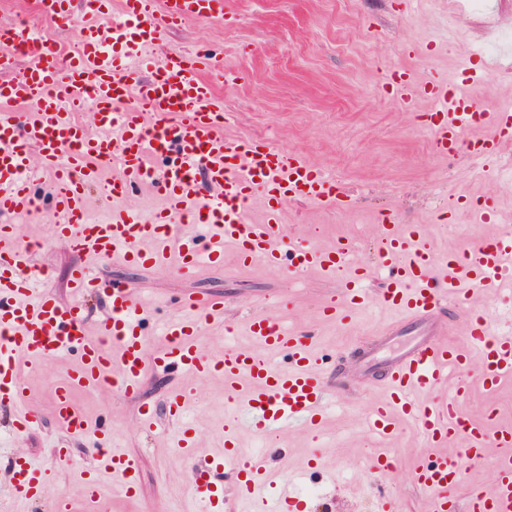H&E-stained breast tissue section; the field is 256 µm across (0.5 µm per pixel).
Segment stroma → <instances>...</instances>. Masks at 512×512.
<instances>
[{"mask_svg":"<svg viewBox=\"0 0 512 512\" xmlns=\"http://www.w3.org/2000/svg\"><path fill=\"white\" fill-rule=\"evenodd\" d=\"M463 3L232 0V11L224 17L189 19L166 29L138 69L149 75L154 63L171 52L191 55L199 45H207L214 67L224 75L215 92L224 111L225 136L266 141L335 179L341 205L283 203L281 222L291 236L321 248L341 237L350 239L357 263L370 266L375 261L376 226L390 214L401 224L427 225L430 248L443 255L492 238L500 225L512 226V181L489 175L500 161L512 159V145H505L497 161L440 154L425 125L430 102L421 98L404 103L392 93L390 81L393 72L404 67L420 79L436 71L449 84L466 86L479 103L512 100V73L496 70L482 79L466 80V68L476 61L475 50L484 48L489 39L481 17L466 12ZM23 21L47 32L67 53L80 36L76 26L46 16L38 0H0V24ZM30 186L40 206L34 216L16 219L15 224L22 243L31 248V263L47 273V292L61 302L71 299L74 266L86 263L98 281L119 282L138 292L143 302L142 332L153 346L160 339L163 319L183 294L220 296L224 320L234 332L225 338L200 329L207 357L254 348L244 325L263 313L288 328L313 332L312 349L325 370L340 367L349 379L344 391L329 394L321 430L293 424L266 435L226 400L224 381L218 376L193 382L179 369H150L133 395L78 390L74 395L78 411L88 422L110 424L112 449L138 463V487L131 498H113L111 477L101 478L99 494L109 512H199L198 503L186 491L187 468L192 463L206 468L213 456L223 453L228 423L234 426L238 446L248 452L261 453L266 441L281 448L272 465L294 496L289 512H374L376 500L385 494L398 498L401 512H428L431 494L411 477L414 460L426 446L406 422L390 437L370 428V410L385 395L378 376L363 374L357 366L365 354L406 344L413 328L401 323L399 314L372 301L355 311L354 323L338 326L322 318L321 309L340 300L344 275L309 271L295 277L287 266L261 261L243 269L229 247L223 264H204L194 272L182 270L173 258L161 267L80 258L68 241L50 231L60 217L53 208L50 179L40 167H32ZM459 193L492 197L500 224L478 222L465 208L453 211L449 223H438L437 215ZM89 195L87 213L93 221L105 219L116 207L147 215L164 206L162 197L148 190L120 199L94 187ZM511 304L512 280L499 292L478 291L468 307L449 303L443 312L449 340L466 344L467 315L489 311L497 317ZM70 363L67 357L47 358L38 361L35 371L23 373L31 401L43 411L35 429L15 433L9 407L0 404V462L19 451L53 472L55 480L47 497L17 507L7 479L1 477V506L17 507L18 512H57L59 500L65 499L72 512H96L81 497L84 472L97 466L93 439L62 433L51 412L54 384ZM188 386L193 395L184 418L198 442L190 459L173 447L176 423L167 407L169 398ZM144 404L153 409L158 423L151 432L139 425V408ZM458 404L465 415L477 420L496 410L493 427L512 428V377L492 392L472 381ZM375 457L393 459V468L373 476L368 463ZM308 485L318 487V495L306 496Z\"/></svg>","mask_w":512,"mask_h":512,"instance_id":"35a3bbf8","label":"stroma"}]
</instances>
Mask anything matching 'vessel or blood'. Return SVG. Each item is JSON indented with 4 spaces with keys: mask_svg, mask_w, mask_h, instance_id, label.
<instances>
[{
    "mask_svg": "<svg viewBox=\"0 0 512 512\" xmlns=\"http://www.w3.org/2000/svg\"><path fill=\"white\" fill-rule=\"evenodd\" d=\"M219 9V0H123L122 21L106 32L99 22V7L91 5L81 18L83 50L70 57L47 35L27 34L14 26L0 35V67L22 55L30 61L23 75L0 82V215L35 211L27 175L36 151L41 167L53 176L55 208L63 218L53 232L77 252L141 265H156L174 254L182 267L192 269L204 258L223 263L224 246L230 243L242 268L258 259L274 266L285 259L296 274L312 269L342 272V300L325 306L323 315L345 323L350 310L367 301L360 283L370 270L355 262L348 241L340 239L334 248L321 250L291 237L279 208L282 201L297 198L337 203L340 192L335 182L269 143L224 136L214 82L206 75L209 55L171 54L154 65L147 79L136 68L169 23L182 17L210 18ZM395 76L407 99L432 101L429 131L438 151L485 160L498 157L504 144L512 142V104L485 107L465 89L448 87L439 78L420 82L408 70L396 71ZM86 95L97 103L92 134L68 108L72 98ZM20 108L29 114L26 121L17 117ZM478 125L487 128V135L472 136ZM108 165L119 168L108 185L111 196L123 197L149 185L164 197V208L147 217L116 210L103 221L87 223V191ZM202 176L217 189V198H197ZM257 190L267 200L260 224L247 217V203ZM452 205L469 208L484 223L497 219L494 201L488 197L475 200L461 194ZM181 223L198 226L199 234L175 237ZM375 243V267L389 276L379 303L423 325L425 332L388 361L387 397L373 409L371 428L392 434L402 416L433 446V453L421 456L413 470L414 482L434 493L430 512H449L465 463L486 458L494 480L490 487L470 490L465 512H512V430H489L461 415L455 402L467 392L471 375H478L490 389L512 375V323L495 329L470 321V341L479 351L474 368L467 351L449 342L436 322L447 299L462 303L473 289L498 286L512 261V229L503 228L464 255L442 257L431 250L424 225H400L387 217L377 226ZM29 254V248L16 247L12 225L1 223L0 400L14 408L17 429L30 430L41 417L21 380L31 358L73 351L78 358L52 399L57 425L72 436L92 431L72 403L74 389L133 393L152 366L179 368L195 379L222 377L225 396L246 403L261 429L283 428L294 421L320 427L329 389L345 384L340 376L324 382L308 333L276 330L275 320L263 315L247 322V333L264 347L285 353L287 368L247 349L225 352L217 360L205 357L197 327L217 334L227 329L224 303L217 299L185 296L151 353L140 329L139 296L112 284L104 290L111 315L96 334H89L83 305L96 287L89 268L80 265L73 270L71 299L63 304L27 275ZM452 372L457 375L453 384L448 381ZM449 386L454 397L442 396V389ZM426 390L439 391L440 396L422 407L415 396ZM448 443L453 446L449 452L444 449ZM99 462L118 490L131 495L139 475L136 459L105 452ZM212 470L232 474L237 497L254 502L259 512H285L290 493L279 487L277 473L265 457H243L232 435H225L224 454L213 460ZM189 473L202 512H224L223 484L204 479L194 467ZM4 474L21 503L39 497L52 481L51 474L28 460L10 461Z\"/></svg>",
    "mask_w": 512,
    "mask_h": 512,
    "instance_id": "obj_1",
    "label": "vessel or blood"
}]
</instances>
